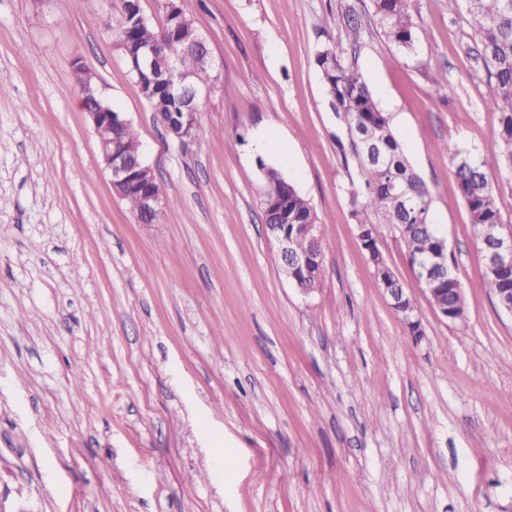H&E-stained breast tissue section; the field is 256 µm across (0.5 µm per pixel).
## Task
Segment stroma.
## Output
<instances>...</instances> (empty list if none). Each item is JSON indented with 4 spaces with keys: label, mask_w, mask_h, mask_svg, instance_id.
<instances>
[{
    "label": "stroma",
    "mask_w": 512,
    "mask_h": 512,
    "mask_svg": "<svg viewBox=\"0 0 512 512\" xmlns=\"http://www.w3.org/2000/svg\"><path fill=\"white\" fill-rule=\"evenodd\" d=\"M217 79L182 146L152 118L109 0H0V512H512V317L497 307L447 149L498 125L462 0H414L415 52L371 0H178ZM343 50L432 196L467 302L431 309L403 243L350 215L357 177L314 56ZM92 74L171 203L139 223L79 103ZM267 132L287 155L258 151ZM311 202L323 280L278 266L261 165Z\"/></svg>",
    "instance_id": "stroma-1"
}]
</instances>
